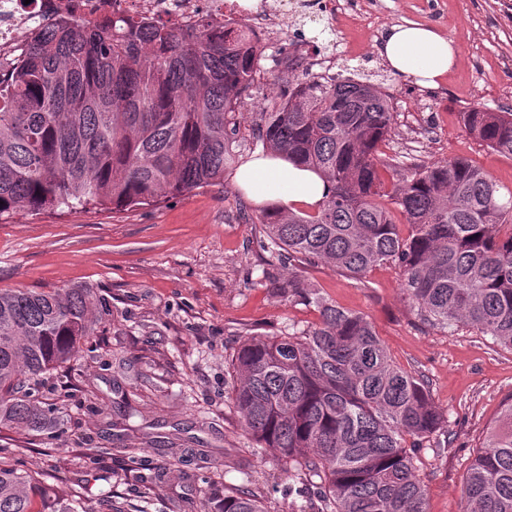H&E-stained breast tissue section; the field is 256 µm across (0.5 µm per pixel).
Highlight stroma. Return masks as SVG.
<instances>
[{"label": "stroma", "mask_w": 512, "mask_h": 512, "mask_svg": "<svg viewBox=\"0 0 512 512\" xmlns=\"http://www.w3.org/2000/svg\"><path fill=\"white\" fill-rule=\"evenodd\" d=\"M329 22L322 58L353 79L371 75L389 94L400 146L419 158H467L502 191H512V160L493 153L462 125L474 107L512 108V0H359ZM435 28L459 53L437 88L393 72L377 52L390 25ZM264 58L256 94L241 111L273 107L284 87ZM130 209L24 211L0 218V289L84 288L99 319L67 383L49 378L42 393L52 406L39 432L0 431L6 463L49 479L46 512L82 493L86 512H172L177 501L201 512L205 492L256 476L269 512H292L287 464L256 453L224 400L228 357L247 333L276 334L316 321L313 307L281 293L284 268L266 265L258 204L234 181ZM324 296L373 324L392 361L423 373L444 412V433L421 449L416 474L427 512H462L469 464L499 406L512 394V352L463 329L423 323L400 290L394 265L364 281L325 265L300 269ZM125 436L123 456L93 462L94 448ZM207 456L205 467L180 451Z\"/></svg>", "instance_id": "1"}]
</instances>
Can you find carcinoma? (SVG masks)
<instances>
[{"mask_svg":"<svg viewBox=\"0 0 512 512\" xmlns=\"http://www.w3.org/2000/svg\"><path fill=\"white\" fill-rule=\"evenodd\" d=\"M262 54L229 21L189 31L143 17L48 23L12 73H0V216L151 204L224 183ZM295 71L278 75L283 98L256 113L250 146L316 170L329 194L313 211L263 207L268 265L321 263L361 282L394 263L421 320L470 328L512 352V191L502 195L464 158L384 155L395 118L379 85ZM459 117L512 159V109ZM87 294L0 289V428L46 425L40 388L94 331ZM282 294L314 307L318 320L244 335L228 403L255 448L288 464L294 512H427L416 451L446 423L429 381L393 363L364 315L305 280L288 278ZM242 475L224 497L208 496L210 512H268L253 475ZM44 494L0 461V512H44ZM463 496L464 512H512V393Z\"/></svg>","mask_w":512,"mask_h":512,"instance_id":"1","label":"carcinoma"}]
</instances>
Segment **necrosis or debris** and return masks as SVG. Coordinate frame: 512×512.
I'll list each match as a JSON object with an SVG mask.
<instances>
[{
    "instance_id": "1",
    "label": "necrosis or debris",
    "mask_w": 512,
    "mask_h": 512,
    "mask_svg": "<svg viewBox=\"0 0 512 512\" xmlns=\"http://www.w3.org/2000/svg\"><path fill=\"white\" fill-rule=\"evenodd\" d=\"M287 6V0H261L256 6L247 0H0V70L12 68L36 27L61 16L89 21L104 15L147 16L174 27L243 20L265 43L276 15Z\"/></svg>"
}]
</instances>
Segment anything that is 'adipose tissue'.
<instances>
[{
  "label": "adipose tissue",
  "mask_w": 512,
  "mask_h": 512,
  "mask_svg": "<svg viewBox=\"0 0 512 512\" xmlns=\"http://www.w3.org/2000/svg\"><path fill=\"white\" fill-rule=\"evenodd\" d=\"M390 68L417 83L436 88L458 62L448 38L415 23L389 26L379 50ZM236 184L255 202L278 201L284 208L317 207L328 193L327 182L314 170L275 157H256L234 174Z\"/></svg>",
  "instance_id": "1"
}]
</instances>
